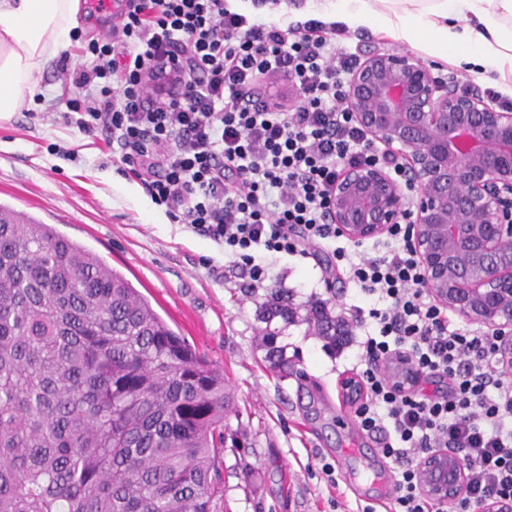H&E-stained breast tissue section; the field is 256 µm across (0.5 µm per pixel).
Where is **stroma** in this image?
I'll return each instance as SVG.
<instances>
[{
    "label": "stroma",
    "mask_w": 512,
    "mask_h": 512,
    "mask_svg": "<svg viewBox=\"0 0 512 512\" xmlns=\"http://www.w3.org/2000/svg\"><path fill=\"white\" fill-rule=\"evenodd\" d=\"M79 0L63 55L92 67L87 45L112 34V17L90 16ZM326 0H232L231 9L272 22H334ZM347 50L378 47L417 55L442 77L512 99V81L477 80L417 44L379 26H339ZM37 95L0 119V204L55 225L121 271L154 310L209 362L224 371L234 408L224 424L238 447L220 463L224 512H356L391 488L397 467L379 453L380 437L362 432L341 382L359 366L360 343L374 324L372 308L347 280L328 286V257L259 252L277 280L288 316L270 314V291L238 275L222 246L172 222L143 183L128 175L109 134L84 136L62 114L73 88L58 61L36 77ZM322 300L351 337L335 346L309 323ZM342 471L331 485L324 465Z\"/></svg>",
    "instance_id": "35a3bbf8"
}]
</instances>
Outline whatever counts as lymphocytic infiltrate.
<instances>
[{"label":"lymphocytic infiltrate","instance_id":"f902f5d3","mask_svg":"<svg viewBox=\"0 0 512 512\" xmlns=\"http://www.w3.org/2000/svg\"><path fill=\"white\" fill-rule=\"evenodd\" d=\"M87 50L95 63L73 74L65 118L88 136L107 130L172 221L230 250L251 287L268 278L258 251L326 250L362 293L385 300L369 311L377 332L363 344L354 414L363 431L383 433L382 456L399 467L387 512L512 507V383L497 334L455 326L430 299L409 225L393 226L379 257L335 243L333 183L379 151L341 105L359 58L334 27L249 18L224 0H126L111 39ZM264 78L291 82L299 104L256 94ZM403 357L415 371L404 388L386 370ZM432 378L447 380V393L423 389ZM439 448L456 452L467 476L448 507L418 479Z\"/></svg>","mask_w":512,"mask_h":512}]
</instances>
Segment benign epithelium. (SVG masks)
Here are the masks:
<instances>
[{"instance_id": "obj_1", "label": "benign epithelium", "mask_w": 512, "mask_h": 512, "mask_svg": "<svg viewBox=\"0 0 512 512\" xmlns=\"http://www.w3.org/2000/svg\"><path fill=\"white\" fill-rule=\"evenodd\" d=\"M343 104L393 163L344 168L331 192V223L356 241L411 225L434 301L499 333L511 371L512 112L444 82L410 53L376 49L348 76ZM419 479L434 500L465 493L452 452L428 454Z\"/></svg>"}]
</instances>
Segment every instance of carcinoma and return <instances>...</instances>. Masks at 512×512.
Returning a JSON list of instances; mask_svg holds the SVG:
<instances>
[{
	"label": "carcinoma",
	"mask_w": 512,
	"mask_h": 512,
	"mask_svg": "<svg viewBox=\"0 0 512 512\" xmlns=\"http://www.w3.org/2000/svg\"><path fill=\"white\" fill-rule=\"evenodd\" d=\"M312 316L348 341L343 319ZM233 405L122 273L0 205V512H223Z\"/></svg>",
	"instance_id": "carcinoma-1"
}]
</instances>
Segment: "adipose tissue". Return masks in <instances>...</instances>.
Instances as JSON below:
<instances>
[{
	"label": "adipose tissue",
	"mask_w": 512,
	"mask_h": 512,
	"mask_svg": "<svg viewBox=\"0 0 512 512\" xmlns=\"http://www.w3.org/2000/svg\"><path fill=\"white\" fill-rule=\"evenodd\" d=\"M79 0H0V119L66 48ZM347 24H379L478 78H512V0H334Z\"/></svg>",
	"instance_id": "1"
}]
</instances>
